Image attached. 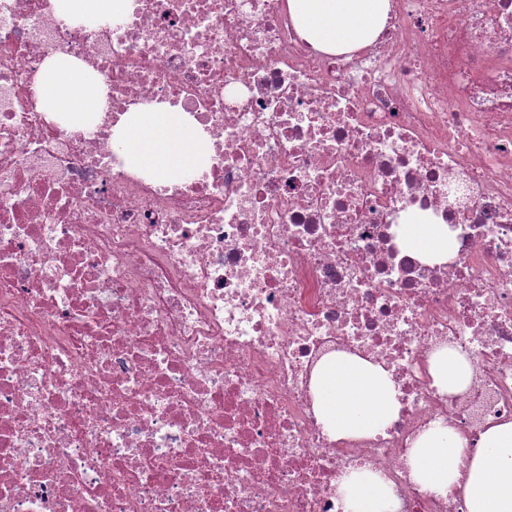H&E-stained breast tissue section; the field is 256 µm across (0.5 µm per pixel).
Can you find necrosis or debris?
I'll use <instances>...</instances> for the list:
<instances>
[{
	"instance_id": "obj_1",
	"label": "necrosis or debris",
	"mask_w": 512,
	"mask_h": 512,
	"mask_svg": "<svg viewBox=\"0 0 512 512\" xmlns=\"http://www.w3.org/2000/svg\"><path fill=\"white\" fill-rule=\"evenodd\" d=\"M59 54L104 87L89 127L43 110ZM186 113L208 167L157 178L122 116ZM412 213L448 225L432 260ZM473 365L440 392L441 348ZM400 409L336 440L314 407L336 353ZM512 420V0H391L336 57L285 0H132L117 22L0 0V512H343L384 475L399 512H468L406 467L440 425L475 450ZM405 236L412 250L436 259L448 257L454 248L452 235L444 224H409ZM343 512H398L399 501L389 481L379 473L350 471L337 482Z\"/></svg>"
}]
</instances>
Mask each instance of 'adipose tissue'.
<instances>
[{
    "mask_svg": "<svg viewBox=\"0 0 512 512\" xmlns=\"http://www.w3.org/2000/svg\"><path fill=\"white\" fill-rule=\"evenodd\" d=\"M65 20L117 19L131 8L129 0H53ZM299 36L315 49L343 55L370 46L381 31L390 0H286ZM46 111L63 115L69 127H85L101 112L104 91L74 59L47 61L38 79ZM118 139L128 166L160 176L200 171L204 140L196 135L184 113L145 108L128 113ZM408 246L436 259L454 248L443 224H409ZM437 387L463 391L471 377L468 359L444 349L430 361ZM315 411L337 439L373 437L382 433L399 410L398 392L389 373L360 357L339 353L327 358L313 379ZM407 466L422 490L445 495L458 490L468 512H512V421L488 425L478 447L466 453L464 439L452 428L436 426L416 440ZM343 512H398L399 501L384 476L350 471L337 483Z\"/></svg>",
    "mask_w": 512,
    "mask_h": 512,
    "instance_id": "adipose-tissue-1",
    "label": "adipose tissue"
}]
</instances>
